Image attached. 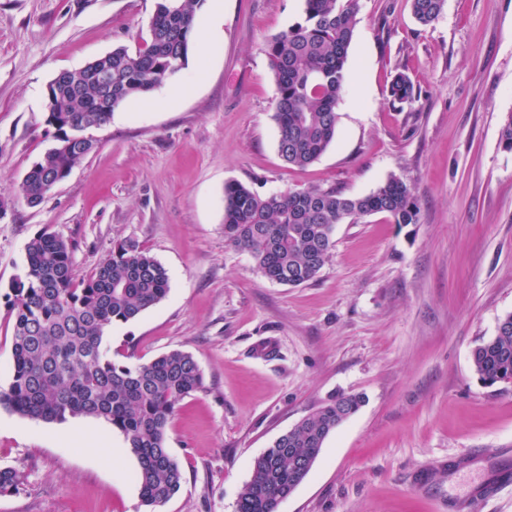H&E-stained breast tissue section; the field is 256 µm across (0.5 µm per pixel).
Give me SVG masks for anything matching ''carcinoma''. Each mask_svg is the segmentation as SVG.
Segmentation results:
<instances>
[{
	"mask_svg": "<svg viewBox=\"0 0 512 512\" xmlns=\"http://www.w3.org/2000/svg\"><path fill=\"white\" fill-rule=\"evenodd\" d=\"M204 0H155L149 37L136 49L112 48V101L90 69L56 76L51 102L55 144L34 163L18 194L37 206L50 184L94 150L70 141L68 125H106L112 113L163 84L188 63L196 40V18ZM445 0H411L415 19L429 25ZM359 0H303L298 22L273 35L266 53L274 73L277 151L290 167L316 162L336 140L337 107L346 82ZM394 103H412L415 90L402 72L388 89ZM420 208L412 188L391 176L372 192L347 196L308 188L261 195L238 182L224 186V239L249 252L268 280L299 286L313 280L335 246L336 226L377 214L393 224H416ZM7 295L12 317V381L0 391V407L42 422L102 419L120 433L137 460L141 504L157 512L181 489L182 470L166 443L169 422L185 397L203 388L193 356L172 350L150 361L112 360L104 337L163 301L167 269L137 240L117 243L88 274L75 273L69 242L44 231L26 246L23 274ZM485 385L512 383V313L496 334L471 351ZM365 402L361 394H338L279 436L253 462L236 512H278L297 479L308 476L327 437L342 417ZM24 470L0 468V494L24 484Z\"/></svg>",
	"mask_w": 512,
	"mask_h": 512,
	"instance_id": "1",
	"label": "carcinoma"
}]
</instances>
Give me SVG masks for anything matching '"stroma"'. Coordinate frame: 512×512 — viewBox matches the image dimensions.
Instances as JSON below:
<instances>
[{"label": "stroma", "mask_w": 512, "mask_h": 512, "mask_svg": "<svg viewBox=\"0 0 512 512\" xmlns=\"http://www.w3.org/2000/svg\"><path fill=\"white\" fill-rule=\"evenodd\" d=\"M155 0H0V389L12 378L6 295L27 243L68 240L77 275L138 240L168 270L167 297L114 324L113 359L179 349L204 388L168 446L184 481L159 512H236L254 460L331 396L359 411L325 441L279 512H463L488 472L512 471V384L484 386L471 351L512 312V0H446L421 25L410 0H360L335 143L305 169L277 151L265 44L302 0H205L185 68L115 110L95 149L38 206L21 179L53 144L45 94L146 38ZM406 73L417 98L391 103ZM405 178L415 224L374 215L336 228L317 278L271 282L224 240V186L349 196ZM102 420L34 422L0 407V467L20 466L0 512H143L135 457Z\"/></svg>", "instance_id": "obj_1"}]
</instances>
